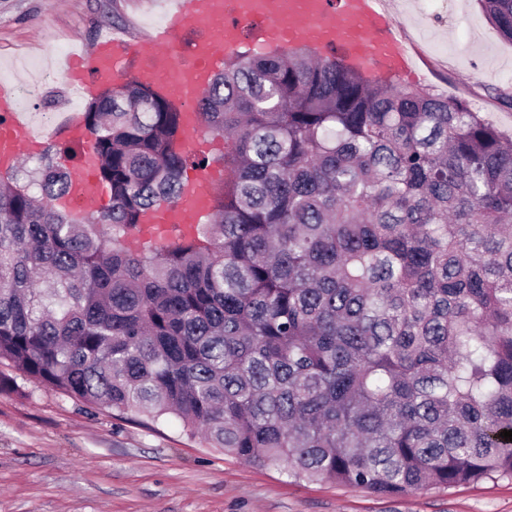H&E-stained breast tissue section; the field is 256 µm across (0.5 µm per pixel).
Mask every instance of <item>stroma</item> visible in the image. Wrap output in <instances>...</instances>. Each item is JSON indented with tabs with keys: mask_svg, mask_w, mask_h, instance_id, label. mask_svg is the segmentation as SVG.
<instances>
[{
	"mask_svg": "<svg viewBox=\"0 0 512 512\" xmlns=\"http://www.w3.org/2000/svg\"><path fill=\"white\" fill-rule=\"evenodd\" d=\"M415 58L403 86L467 101L512 134V43L476 0H387ZM170 0H0V74L33 114L69 97L63 61L103 33L138 44ZM0 512H512V478L381 498L296 481L173 422L95 411L23 382L0 394Z\"/></svg>",
	"mask_w": 512,
	"mask_h": 512,
	"instance_id": "1",
	"label": "stroma"
}]
</instances>
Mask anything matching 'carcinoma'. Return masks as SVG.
<instances>
[{
	"label": "carcinoma",
	"mask_w": 512,
	"mask_h": 512,
	"mask_svg": "<svg viewBox=\"0 0 512 512\" xmlns=\"http://www.w3.org/2000/svg\"><path fill=\"white\" fill-rule=\"evenodd\" d=\"M478 2L512 42V0ZM315 53L213 75L196 107L228 143L224 186L173 244L129 237L208 160L135 76L82 114L108 205H64L48 153L1 173L0 364L296 480L396 497L512 478V136Z\"/></svg>",
	"instance_id": "carcinoma-1"
}]
</instances>
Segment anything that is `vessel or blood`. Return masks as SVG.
I'll use <instances>...</instances> for the list:
<instances>
[{
    "label": "vessel or blood",
    "instance_id": "1",
    "mask_svg": "<svg viewBox=\"0 0 512 512\" xmlns=\"http://www.w3.org/2000/svg\"><path fill=\"white\" fill-rule=\"evenodd\" d=\"M168 22L148 33L144 60L135 75L162 87L185 102L183 130L197 136L200 121L190 100L207 87L215 68L245 45L246 25L257 24L256 39L270 46L301 41L321 54L339 52L369 65L377 73L402 75L413 65L406 40L385 6V0H172ZM129 43L122 36L99 38L82 59L76 90L85 95L97 83L121 81ZM0 169L16 165L23 150L38 146L34 119L21 107L15 84L0 80ZM65 132L84 156L71 166L70 206L88 209L104 188L85 160L90 139L81 121L70 120ZM216 180L205 172L190 179L177 205L162 209L156 221L169 241L179 240L189 225L201 223L210 207Z\"/></svg>",
    "mask_w": 512,
    "mask_h": 512
}]
</instances>
